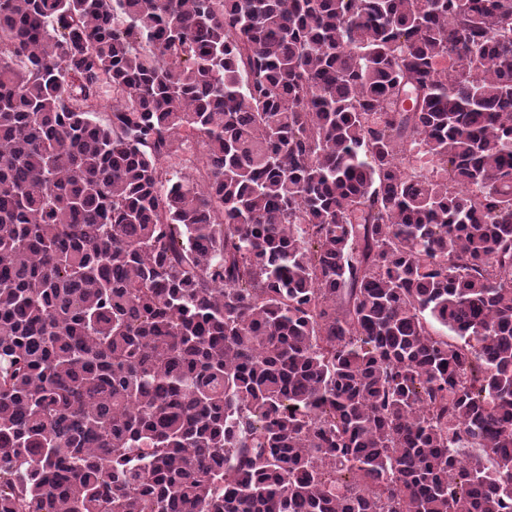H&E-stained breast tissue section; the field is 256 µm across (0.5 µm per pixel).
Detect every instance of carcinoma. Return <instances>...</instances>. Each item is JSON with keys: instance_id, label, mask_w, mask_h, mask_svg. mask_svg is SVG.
Masks as SVG:
<instances>
[{"instance_id": "carcinoma-1", "label": "carcinoma", "mask_w": 512, "mask_h": 512, "mask_svg": "<svg viewBox=\"0 0 512 512\" xmlns=\"http://www.w3.org/2000/svg\"><path fill=\"white\" fill-rule=\"evenodd\" d=\"M0 512H512V0H0Z\"/></svg>"}]
</instances>
